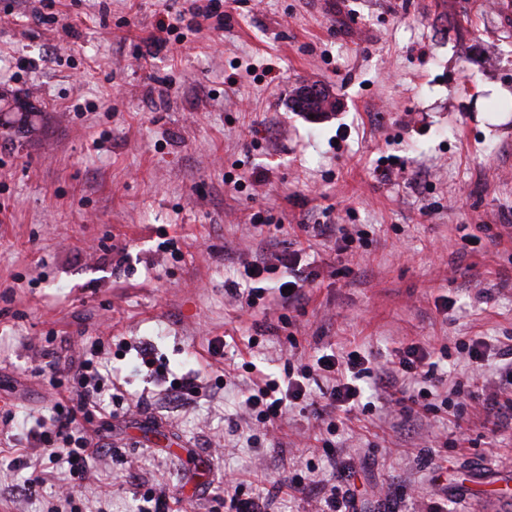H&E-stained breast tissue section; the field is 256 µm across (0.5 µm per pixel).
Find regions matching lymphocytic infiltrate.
<instances>
[{
  "instance_id": "obj_1",
  "label": "lymphocytic infiltrate",
  "mask_w": 512,
  "mask_h": 512,
  "mask_svg": "<svg viewBox=\"0 0 512 512\" xmlns=\"http://www.w3.org/2000/svg\"><path fill=\"white\" fill-rule=\"evenodd\" d=\"M300 251L271 253L262 263L244 262L250 271L247 288L239 292L241 305L252 307L262 300L265 293H282L288 303H301L310 276L304 275ZM457 359L448 370H441L438 362L419 345L413 344L398 352L396 359L387 362H373L369 356L357 351L349 353L330 351L314 356L312 363L299 364L289 368L284 377L275 378L247 363L246 368L255 377L248 395L239 403L238 418L245 426L262 424L276 427L278 421L299 405H314L316 399H323L326 410L353 415L362 406L364 393L385 395L386 404L382 414L406 416L412 401V389L419 383H431L432 387L446 386L440 404H427L426 412L438 413L447 409L456 423L464 419L512 416V343L487 344L473 339L459 342ZM493 366L497 380H484L482 386H475V372L484 366ZM53 375L74 374L78 380L76 407L98 405L102 401L104 383L92 360L74 362L73 358L53 356L49 362ZM320 377L323 385L319 394H312L308 382ZM76 407L57 404L56 415L49 426L34 434V447L49 463L65 461L70 466L71 479L61 486L60 498L72 501L75 497L74 479L87 473L92 460L88 449V435L79 434Z\"/></svg>"
}]
</instances>
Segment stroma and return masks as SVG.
<instances>
[{
	"label": "stroma",
	"mask_w": 512,
	"mask_h": 512,
	"mask_svg": "<svg viewBox=\"0 0 512 512\" xmlns=\"http://www.w3.org/2000/svg\"><path fill=\"white\" fill-rule=\"evenodd\" d=\"M206 3L0 0V93L35 113L0 128V512H69L68 465L27 448L74 395L43 368L76 346L120 386L77 413L103 443L79 512H152L160 486L171 512H229L228 471L261 512H306L285 484L331 478V446L356 461L359 512L387 495L397 512H512L494 499L512 494L510 424L470 420L458 448L453 417L419 408L331 435L311 406L273 441L235 417L248 361L280 377L295 351L436 357L512 336V0H224L223 29H188ZM311 85L333 111L293 110ZM323 222L362 225L365 245L292 230ZM297 240L316 274L301 309L241 307L242 258ZM173 381L192 384L177 403Z\"/></svg>",
	"instance_id": "1"
}]
</instances>
